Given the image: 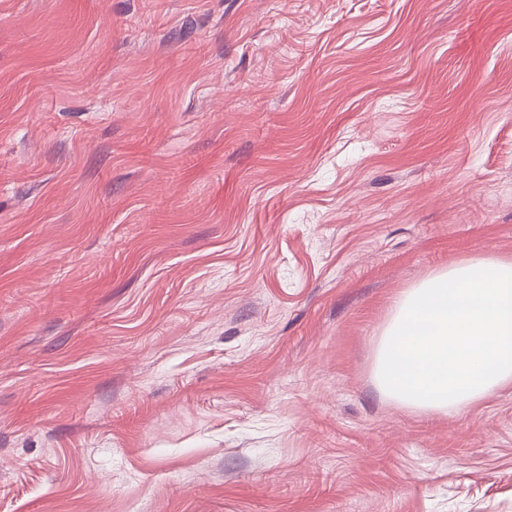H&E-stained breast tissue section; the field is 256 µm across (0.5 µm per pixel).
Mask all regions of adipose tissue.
I'll return each mask as SVG.
<instances>
[{
	"label": "adipose tissue",
	"mask_w": 512,
	"mask_h": 512,
	"mask_svg": "<svg viewBox=\"0 0 512 512\" xmlns=\"http://www.w3.org/2000/svg\"><path fill=\"white\" fill-rule=\"evenodd\" d=\"M373 381L401 406L436 416L512 384V259L455 263L402 291Z\"/></svg>",
	"instance_id": "adipose-tissue-1"
}]
</instances>
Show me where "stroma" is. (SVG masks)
Returning a JSON list of instances; mask_svg holds the SVG:
<instances>
[{
  "label": "stroma",
  "instance_id": "obj_1",
  "mask_svg": "<svg viewBox=\"0 0 512 512\" xmlns=\"http://www.w3.org/2000/svg\"><path fill=\"white\" fill-rule=\"evenodd\" d=\"M512 259V0H0V512H512V385L372 364Z\"/></svg>",
  "mask_w": 512,
  "mask_h": 512
}]
</instances>
